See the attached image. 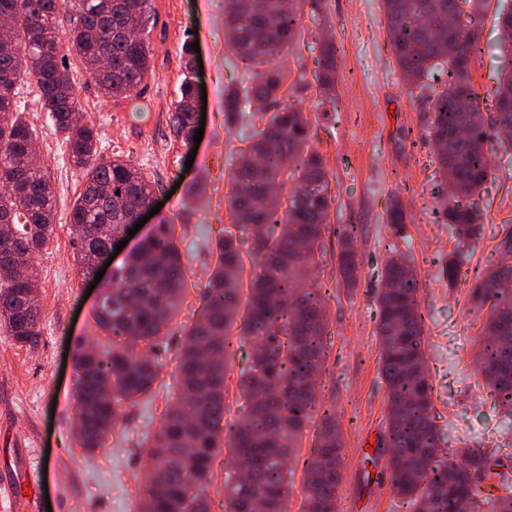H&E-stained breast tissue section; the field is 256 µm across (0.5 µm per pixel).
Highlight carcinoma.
<instances>
[{"label":"carcinoma","instance_id":"cac0c4a2","mask_svg":"<svg viewBox=\"0 0 512 512\" xmlns=\"http://www.w3.org/2000/svg\"><path fill=\"white\" fill-rule=\"evenodd\" d=\"M306 0H226L224 33L244 68L252 70L242 89L224 90V120L261 128L240 150L231 173L228 200L235 222L267 228L251 253L253 274L246 300L240 292L244 264L240 239L230 230L215 242L218 261L201 292V312L184 331L178 359V394L147 447L151 469L143 476L139 512H211V465L222 448L247 474L224 477V512H288L291 465L298 464L300 436L320 413L318 438L304 461L305 512H336L341 487L340 435L332 409L320 405L317 379L325 372L326 289L311 272L324 263L325 233L339 243L336 273L347 288L358 282L354 243L357 224H326L331 205L324 157L310 144V122L280 94L282 60L300 33ZM492 0H381L393 56L402 79L435 95L430 139L436 147V221L463 239L480 232L473 198L494 174L491 137L512 130V55L494 92V115L480 109L481 92L470 71L482 55L473 25L447 29L435 40L421 15L448 16L464 7L469 19ZM141 15L138 42L123 38L128 6ZM66 14L67 29L60 14ZM11 20L0 33V326L23 346L39 342L41 302L33 258L53 233L56 192L32 147L35 134L15 105L17 82L35 80L43 108L63 136L83 189L71 210L78 274L107 258L112 237L155 194V182L119 156L104 158L96 125L72 120L79 112L76 82L67 55L75 56L102 95L130 99L151 71L147 42L154 17L151 0H0V17ZM66 33L69 54L61 53ZM336 45L323 40L312 77L319 93L336 89ZM184 79L171 117L174 136L194 142L191 47L183 48ZM442 91L436 92V85ZM266 105L250 111L252 103ZM464 129L469 137L461 138ZM501 260L474 280L473 306L487 309L475 366L494 405L512 415V293L497 286L512 277V227L496 245ZM26 256L28 274L16 278L1 261ZM187 265L169 220L155 224L142 246L112 271L96 327L108 341L78 344L76 433L82 447L105 444L119 424L125 402L146 405L160 377L161 341L177 317ZM377 333L380 374L386 386L387 431L383 440L396 462L393 491L413 512H512V478L495 472L496 454L467 448L448 461L440 446L432 386L423 355L424 321L418 307L420 283L405 259H391L380 279ZM242 361V397L260 401L238 415L224 433L225 388L232 361ZM497 484L487 487L489 477Z\"/></svg>","mask_w":512,"mask_h":512}]
</instances>
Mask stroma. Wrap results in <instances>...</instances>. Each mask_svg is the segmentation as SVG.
Returning a JSON list of instances; mask_svg holds the SVG:
<instances>
[{
	"instance_id": "35a3bbf8",
	"label": "stroma",
	"mask_w": 512,
	"mask_h": 512,
	"mask_svg": "<svg viewBox=\"0 0 512 512\" xmlns=\"http://www.w3.org/2000/svg\"><path fill=\"white\" fill-rule=\"evenodd\" d=\"M158 17L150 31L151 72L132 100L101 97L76 58L69 71L87 120L100 135L104 157L132 160L156 181L160 216L175 224L186 260L185 300L172 323L169 343L178 346L200 310V291L217 261L210 245L234 222L227 204L228 171L240 158L249 129L224 124V89L242 81L244 69L224 40L225 0H152ZM483 53L471 70L482 92L484 112L493 110V92L505 53L495 8L478 18ZM337 47L333 103L320 107L314 82L293 87L292 101L314 123L313 144L329 170L335 194L327 222L359 225L355 243L361 277L347 289L327 262L318 275L325 299L329 344L319 395L330 404L341 433V487L336 512H410L390 487L385 436L386 389L379 374L376 332L377 270L388 257L410 258L420 282L424 357L433 388L436 422L451 448L481 446L512 456V417L495 408L482 377L474 370L476 342L484 312L474 310L469 290L474 277L494 268L495 250L512 226V144L495 147V178L478 202L482 234L461 249L448 225L435 219L439 174L434 145L425 137L432 102L411 94L398 72L388 41L380 0H322L305 15L301 38L288 56L291 73L313 71L318 44ZM198 42L203 63L194 80L204 83V134L197 152L171 133L173 104L184 78L182 50ZM16 103L35 131L44 171L56 189L55 231L36 257L42 315L37 346L17 344L0 328V485L21 484L28 465H46L49 507H34L28 495L10 498L7 512H136L146 459L140 444L155 435L177 387V361L163 362L152 404L128 407L103 447L86 452L75 436L74 362L76 346L99 331L93 316L97 294L78 274L73 253L71 209L82 190L62 138L39 99L34 80L19 82ZM406 215L402 228L387 222L392 200ZM464 251L456 283L446 261Z\"/></svg>"
}]
</instances>
